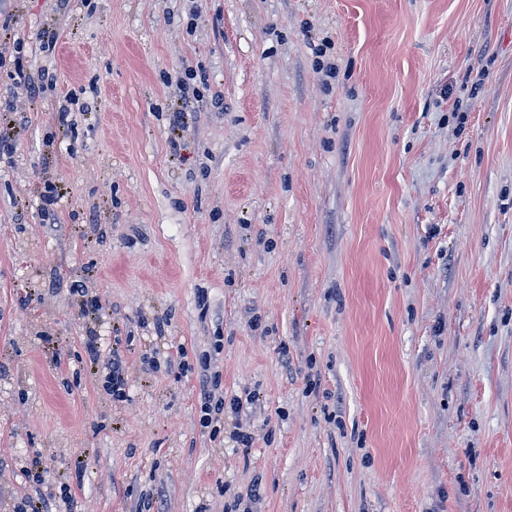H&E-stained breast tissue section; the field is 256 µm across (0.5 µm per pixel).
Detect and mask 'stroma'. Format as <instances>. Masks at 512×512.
<instances>
[{"instance_id": "obj_1", "label": "stroma", "mask_w": 512, "mask_h": 512, "mask_svg": "<svg viewBox=\"0 0 512 512\" xmlns=\"http://www.w3.org/2000/svg\"><path fill=\"white\" fill-rule=\"evenodd\" d=\"M0 11V512H512V0ZM102 365L107 371V386L108 390L112 392V397H124L126 395L127 375L124 358L120 350L112 348L108 356H105V359L102 360ZM208 387V386H207ZM207 387L203 384L202 390V405L201 411L204 413L203 415V424L205 428L213 425L211 429V433L216 434L220 432L221 423H224V398H219L216 400L213 405L214 396L209 392Z\"/></svg>"}]
</instances>
